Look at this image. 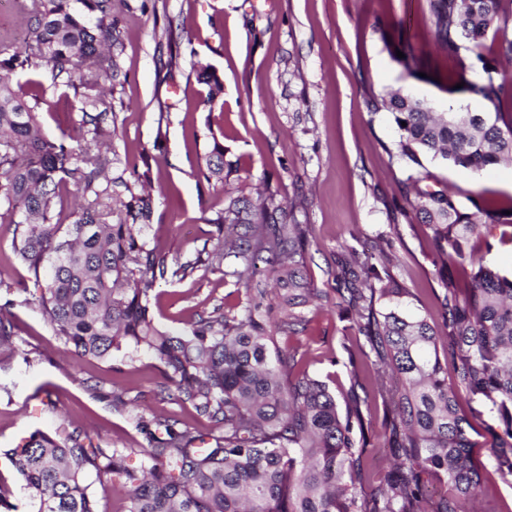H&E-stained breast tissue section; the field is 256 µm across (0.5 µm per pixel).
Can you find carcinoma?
I'll list each match as a JSON object with an SVG mask.
<instances>
[{"label":"carcinoma","mask_w":512,"mask_h":512,"mask_svg":"<svg viewBox=\"0 0 512 512\" xmlns=\"http://www.w3.org/2000/svg\"><path fill=\"white\" fill-rule=\"evenodd\" d=\"M34 0L31 34L0 58V224L13 227L12 248L40 289L38 308L57 336L84 358L112 359L122 349L146 350L164 366L177 397L193 403L215 425L206 435L177 430L166 421L160 438L143 425L151 465L132 468L131 448H89L82 433L33 432L18 448L0 449L23 477L31 512H98L95 483L121 478L128 486L127 512H474L484 476L472 458L477 446L461 403H478L502 432L491 433L497 468L512 473V272L476 254L471 243L509 222L504 209L460 189L454 195L419 186L409 176L403 195L415 192L420 214L445 269L464 267V280L447 271L442 325L407 310L410 292L389 270L392 258H355L342 266L338 305L355 313V342L365 340L382 377L376 391L355 388L337 395L303 372L291 377L295 355L281 350L268 320L245 308L242 316L220 309L182 332L159 329L150 307L157 280L184 279L199 269L219 270L250 282L255 256L266 254L279 288L283 327L291 333L308 322L304 307L314 292L302 271L312 233L268 192L229 196L209 220L212 236L184 262L167 258L145 236L152 225L149 171L125 178L115 151L105 146L112 100L101 79L121 75L114 48L120 31L112 0ZM435 45L453 62L448 111L399 88L378 99L394 117L396 156L408 167L421 158L442 159L476 173L512 162V0H428ZM494 30L491 46L485 40ZM397 59L417 78L422 60L399 40ZM49 69L53 83L73 90L82 113V139L73 147L47 137L35 106L1 75ZM209 86L203 105L223 93L214 70L202 69ZM464 83L461 88L458 83ZM466 99L490 112H473ZM199 174L224 182V146L217 139L200 156ZM71 185L86 204L70 224L56 212ZM118 219L105 220L106 209ZM12 301L0 304V345L11 342ZM446 339L453 379L438 355ZM378 399L384 435L397 463L370 488L375 458L361 406ZM95 474L96 481L89 480ZM447 490L428 506L425 476Z\"/></svg>","instance_id":"cac0c4a2"}]
</instances>
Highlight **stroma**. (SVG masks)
<instances>
[{"label": "stroma", "instance_id": "35a3bbf8", "mask_svg": "<svg viewBox=\"0 0 512 512\" xmlns=\"http://www.w3.org/2000/svg\"><path fill=\"white\" fill-rule=\"evenodd\" d=\"M112 18L123 42L124 74L113 92V148L121 168L150 174V241L168 259H188L208 238L227 193L251 197L270 187L313 228L303 271L324 296L310 307L304 331L277 333L278 346L296 353L301 369L334 392L355 380L373 390L366 356L348 352L352 320L336 304L338 257L365 246L394 255L391 272L409 288L410 309L441 320L440 264L416 216L417 198L401 192L410 170L387 152L397 128L390 112L369 104L371 96L403 87L446 111L451 64L429 33L426 0H112ZM171 18L181 31L177 64L169 69L158 43ZM378 20L411 40L424 61V79L408 77L393 59L374 28ZM207 66L224 84L211 112L201 105L208 87L198 79ZM12 82L38 92L36 113L46 136L79 138L72 90L52 85L44 69L14 74ZM213 138L233 165L222 184L200 180L196 168L197 153ZM420 174L438 189L512 198V163L472 173L428 159ZM255 278L265 295L201 269L157 281L155 322L179 332L214 309L233 316L258 305L280 323L275 282L262 269ZM0 279L10 285L0 298L12 300L14 324L11 344L0 347V496L17 512H29L28 493L4 451L34 431H81L92 447L130 449L134 467L147 462L142 422L162 418L210 432V419L177 398L153 354L81 359L64 345L37 308L38 292L13 253L6 224H0ZM469 419L473 458L486 477L482 496L500 512H512V475L497 470L489 446L497 423L485 412Z\"/></svg>", "mask_w": 512, "mask_h": 512}]
</instances>
